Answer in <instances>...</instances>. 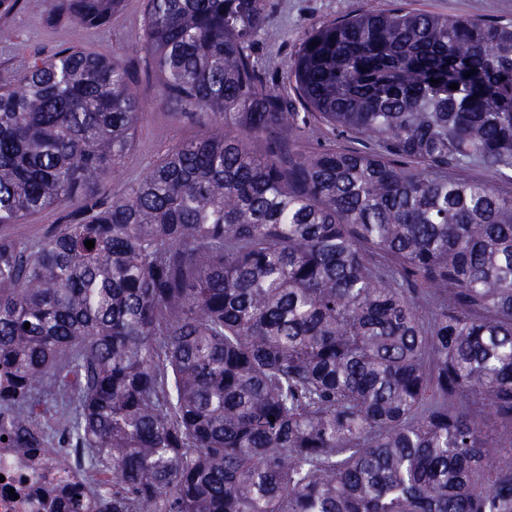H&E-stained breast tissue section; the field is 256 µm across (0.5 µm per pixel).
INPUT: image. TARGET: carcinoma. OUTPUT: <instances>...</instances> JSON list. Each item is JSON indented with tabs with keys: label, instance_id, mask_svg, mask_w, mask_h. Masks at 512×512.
Returning a JSON list of instances; mask_svg holds the SVG:
<instances>
[{
	"label": "carcinoma",
	"instance_id": "1",
	"mask_svg": "<svg viewBox=\"0 0 512 512\" xmlns=\"http://www.w3.org/2000/svg\"><path fill=\"white\" fill-rule=\"evenodd\" d=\"M264 22L265 0H146L148 75L204 132L110 199L144 111L126 63L31 61L0 24V224L80 203L0 237L4 447L55 451V385L67 447L112 478L94 512H512V191L470 175L512 171V27L344 17L302 41L291 99L252 55ZM322 124L360 147L282 162ZM79 205L66 208L47 209L29 217L24 224H4L0 234L11 238L41 239L52 234L58 224H63L65 215L74 212Z\"/></svg>",
	"mask_w": 512,
	"mask_h": 512
}]
</instances>
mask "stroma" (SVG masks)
Wrapping results in <instances>:
<instances>
[{"label":"stroma","instance_id":"stroma-1","mask_svg":"<svg viewBox=\"0 0 512 512\" xmlns=\"http://www.w3.org/2000/svg\"><path fill=\"white\" fill-rule=\"evenodd\" d=\"M451 17L482 19L512 25V0H267L265 24L253 46V54L268 80L287 85V66L302 40L319 26L365 10L383 11L393 6ZM145 0H124L121 10L106 25L76 26L50 21L45 13L17 10L6 18L31 58L51 56L64 46L123 59L139 80L144 111L136 138L116 175L104 187V195L122 192L143 176L149 166L174 145L202 132L195 119H176L161 104V87L145 76L141 50ZM65 209H47L22 224L0 226V235L41 239L65 220Z\"/></svg>","mask_w":512,"mask_h":512}]
</instances>
